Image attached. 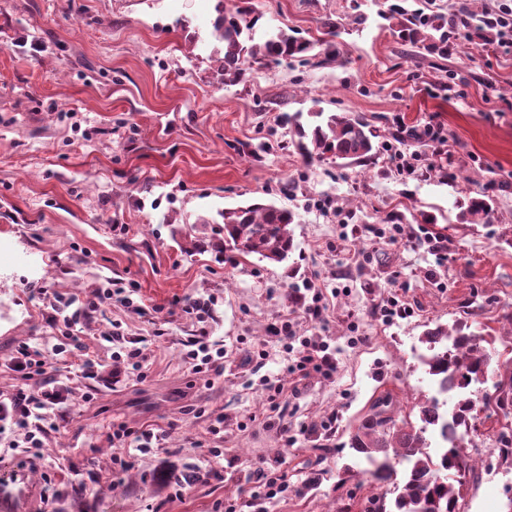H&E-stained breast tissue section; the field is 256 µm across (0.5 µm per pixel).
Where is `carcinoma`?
<instances>
[{
	"instance_id": "carcinoma-1",
	"label": "carcinoma",
	"mask_w": 512,
	"mask_h": 512,
	"mask_svg": "<svg viewBox=\"0 0 512 512\" xmlns=\"http://www.w3.org/2000/svg\"><path fill=\"white\" fill-rule=\"evenodd\" d=\"M219 5L213 35L224 42L226 83L238 82L247 63L290 60L306 64L321 55L318 64L323 65L335 59L329 41H312L283 30L268 32L257 42L254 28L258 18L250 16L237 0H219ZM380 16L400 17L401 40L441 57L448 56V39H466L462 34L466 26L490 40L484 15L466 6L447 16L427 12L422 0H397ZM319 45L325 46L322 54L316 52ZM285 123L297 137L294 144L306 160L329 155L362 162L377 153L376 130L351 112H297ZM466 214L488 223L492 206L486 199L474 197ZM219 216L224 224V250L230 251L225 260L233 262L250 255L274 262L288 258L293 248V211L273 203H250L226 208ZM422 342L440 345L439 350L422 355L425 372L439 383L453 378L460 396L449 416L440 411L434 397L419 402L416 422L401 426L394 418L390 395L372 402L348 440L349 448L365 464L363 473L386 487L371 496L368 512H464V488L478 478L477 468L469 462L465 439L476 431L480 412H501L506 418L512 414V357L493 362L486 337L462 322L451 330L441 326L429 329ZM487 376L492 379V390H471L478 378ZM499 438L502 451L498 460L512 466V427H503ZM399 465L405 467L401 475ZM389 495L394 496L391 502L387 501Z\"/></svg>"
}]
</instances>
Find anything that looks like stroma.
Listing matches in <instances>:
<instances>
[{"label":"stroma","instance_id":"stroma-1","mask_svg":"<svg viewBox=\"0 0 512 512\" xmlns=\"http://www.w3.org/2000/svg\"><path fill=\"white\" fill-rule=\"evenodd\" d=\"M369 19L354 21L352 2ZM218 0H0V239L45 261L37 284L20 265L0 271V397L36 391L11 364L20 348L53 354L63 297L83 301L105 281L125 288L72 329L96 360L86 377L57 362L63 401L44 422L41 512H365L371 480L356 474L349 427L391 395L409 414L431 392L420 338L465 320L493 349L512 346V43L473 35L441 58L402 43L382 0H244L264 28L309 39L336 27L339 57L323 67L254 65L223 82L213 35ZM355 113L376 127L380 153L353 164L304 161L284 115ZM433 125L405 146L413 175L387 146L396 130ZM489 199L493 221L462 213ZM246 201L295 211L294 249L277 263L224 260L219 211ZM402 234L390 240L392 224ZM362 227L355 245L342 237ZM442 236L443 257L425 232ZM333 290L325 319L297 333L336 352L332 378L280 399L290 435L268 416L260 375L283 378L286 353L271 328L306 282ZM214 296L207 323L183 310ZM397 298L407 317L385 322L376 304ZM141 342L145 378L112 360L113 325ZM224 346V372L203 380L183 360L200 333ZM205 408V416L189 406ZM224 415L209 432L208 410ZM162 428L158 447L112 467L103 426ZM221 456H211V449ZM285 466L288 489L252 504L249 468ZM469 484L464 512L512 499V468Z\"/></svg>","mask_w":512,"mask_h":512}]
</instances>
